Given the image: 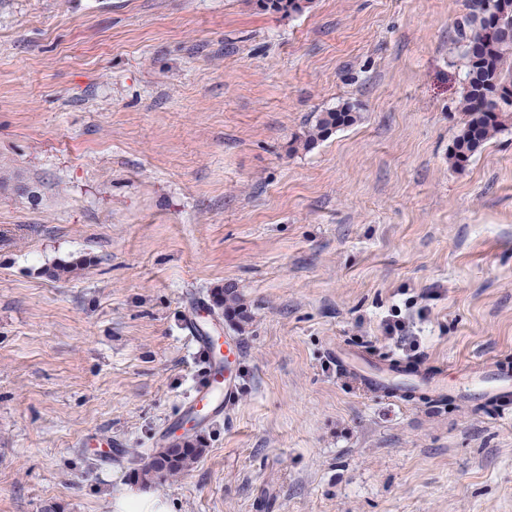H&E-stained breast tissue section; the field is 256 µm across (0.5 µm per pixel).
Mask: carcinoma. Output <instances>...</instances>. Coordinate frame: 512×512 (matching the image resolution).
Segmentation results:
<instances>
[{
  "label": "carcinoma",
  "instance_id": "obj_1",
  "mask_svg": "<svg viewBox=\"0 0 512 512\" xmlns=\"http://www.w3.org/2000/svg\"><path fill=\"white\" fill-rule=\"evenodd\" d=\"M500 0H465L468 9L467 30L462 33L466 80L461 109L465 119L449 154L456 167H464L496 135L512 129V12L503 13ZM312 0H257L263 11L292 17L306 12ZM358 107L344 103L319 113L304 136L290 144V151L308 150L336 130L354 124ZM37 187L20 172L0 167V193L36 196ZM212 306L230 322L246 319L240 294L233 285L212 293ZM206 446L189 439L184 449L164 444L150 462L135 474L144 486L161 485L168 479L187 473L203 457Z\"/></svg>",
  "mask_w": 512,
  "mask_h": 512
}]
</instances>
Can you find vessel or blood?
I'll return each instance as SVG.
<instances>
[{"mask_svg":"<svg viewBox=\"0 0 512 512\" xmlns=\"http://www.w3.org/2000/svg\"><path fill=\"white\" fill-rule=\"evenodd\" d=\"M188 340L208 363L205 380L196 386L190 401L193 415L213 420L223 416L225 408L239 396L236 377L224 370V358L220 354L214 336L199 324L197 319L187 322ZM459 385H447L444 377L415 375L408 379L411 387H422L437 400L474 397L486 402H498L512 398V371L503 369L494 359L461 365Z\"/></svg>","mask_w":512,"mask_h":512,"instance_id":"b4317fda","label":"vessel or blood"}]
</instances>
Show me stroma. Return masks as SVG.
<instances>
[{"mask_svg":"<svg viewBox=\"0 0 512 512\" xmlns=\"http://www.w3.org/2000/svg\"><path fill=\"white\" fill-rule=\"evenodd\" d=\"M466 16L0 0V165L39 189L0 196V512H512V414L376 394L337 357L512 367V131L448 158ZM346 102L356 124L289 152ZM229 283L249 320L207 327L242 348L238 399L142 488L207 373L189 309ZM189 436L173 440L171 444H183ZM184 449L176 450L164 444L153 454L150 462L135 474L134 480L144 486L162 485L168 479L187 473L203 457L206 446L197 437L185 442Z\"/></svg>","mask_w":512,"mask_h":512,"instance_id":"stroma-1","label":"stroma"}]
</instances>
